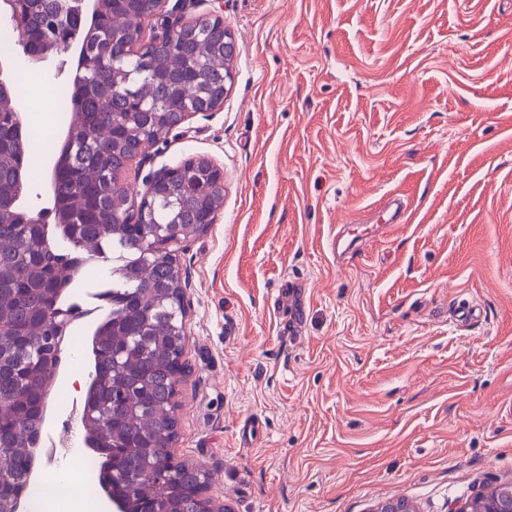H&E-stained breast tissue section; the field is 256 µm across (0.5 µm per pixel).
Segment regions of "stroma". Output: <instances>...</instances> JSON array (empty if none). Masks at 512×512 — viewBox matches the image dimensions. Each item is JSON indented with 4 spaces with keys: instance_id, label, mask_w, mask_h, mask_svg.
<instances>
[{
    "instance_id": "35a3bbf8",
    "label": "stroma",
    "mask_w": 512,
    "mask_h": 512,
    "mask_svg": "<svg viewBox=\"0 0 512 512\" xmlns=\"http://www.w3.org/2000/svg\"><path fill=\"white\" fill-rule=\"evenodd\" d=\"M208 12L236 45L223 108L125 172H224L216 223L178 250L175 455L230 512H457L512 484V0H186L183 18ZM56 159L30 144L24 207H50ZM395 194L411 217L387 225ZM115 265L76 283L86 365ZM468 302L482 322L455 321Z\"/></svg>"
}]
</instances>
